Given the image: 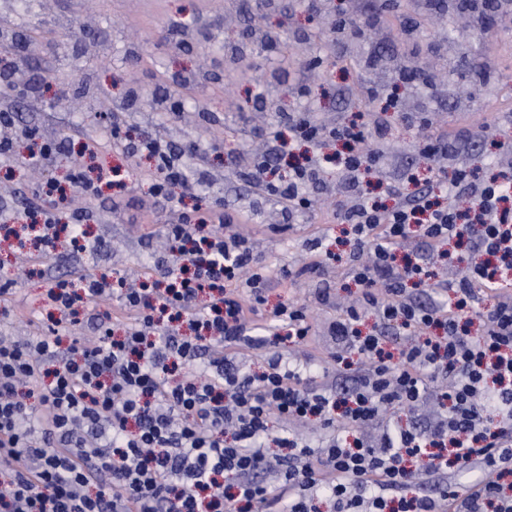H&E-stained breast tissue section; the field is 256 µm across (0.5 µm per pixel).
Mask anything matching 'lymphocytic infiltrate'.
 Wrapping results in <instances>:
<instances>
[{
	"label": "lymphocytic infiltrate",
	"mask_w": 512,
	"mask_h": 512,
	"mask_svg": "<svg viewBox=\"0 0 512 512\" xmlns=\"http://www.w3.org/2000/svg\"><path fill=\"white\" fill-rule=\"evenodd\" d=\"M278 123L266 155L243 176L294 215L334 166L329 207L345 227L361 296L328 333L337 369L354 372V383L334 393L286 367L282 347L311 334L307 306L280 303L257 323L268 276L250 241L211 211H177L153 277L136 284L73 274L48 283L47 305L60 321L94 322L93 342L66 345L53 329L0 340V512H253L258 503L281 512H512V210L504 205L512 166L493 178L457 169L448 191L423 190L411 202L386 183L389 206L370 200L363 181L380 165L382 121L322 124L295 110L279 113ZM111 135L124 153L154 159L153 196L195 199L198 182L183 175L167 140L130 144L117 122ZM20 142L30 160L54 162L55 147L37 129L16 128L0 113V156L11 157ZM296 142L314 144L317 154L275 180L271 160ZM116 175L76 167L67 184H46L47 206L31 212L43 222L44 250L54 246L63 211L73 242L84 241L92 214L71 203L97 198ZM412 237L420 249L400 257ZM453 239L468 240L479 260L449 284L454 301L417 302L408 282L430 279ZM478 291L495 302L472 319ZM114 298L134 318L120 336L100 310ZM371 310L380 326L365 334L360 324ZM387 325L408 339L398 352L388 348ZM258 345L269 351L265 366L242 372L237 356ZM429 400L437 414L427 428L385 417ZM310 421L330 431L316 449L293 432ZM462 470L478 473L467 496L448 484L432 496L409 493L422 475Z\"/></svg>",
	"instance_id": "lymphocytic-infiltrate-1"
}]
</instances>
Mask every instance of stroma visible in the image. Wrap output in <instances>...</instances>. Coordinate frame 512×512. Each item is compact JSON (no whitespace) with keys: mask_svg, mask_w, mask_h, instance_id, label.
<instances>
[{"mask_svg":"<svg viewBox=\"0 0 512 512\" xmlns=\"http://www.w3.org/2000/svg\"><path fill=\"white\" fill-rule=\"evenodd\" d=\"M254 0H0V20L14 26L19 37L40 46L30 60V75L53 70L59 83L72 87L70 99L61 101L55 89L9 90L0 94V109L11 112L17 126H42L48 139L64 150L47 167L25 165L22 157L0 160V214L24 211L41 193L47 180L65 181L73 159L84 168L121 167L130 176L126 189L102 192L89 208V240H103L104 249L80 251L68 239H59L52 255L34 273H20L18 245L0 239V270L13 281V295L0 311V336H34L47 320L43 292L48 282L71 272L99 274L122 271L149 275L165 238L168 221L177 205L153 197L146 180L155 162L146 156L128 160L113 148L107 128L112 112L123 109L122 123L132 138L160 136L182 149L200 146L197 154L180 160L187 175L201 176L198 193L204 203L219 202L225 221L241 225L255 244L260 260L270 270L265 290L267 307L295 299L310 306L313 334L299 352L309 361L318 383L340 391L352 384L350 373L337 372L329 359L330 321L339 307L356 301L361 293L338 255L342 227L333 223L323 201L336 180L327 171L326 187L313 190V203L296 214L290 227L271 232L281 223L276 204L237 178L236 173L262 151L265 132L274 115L242 112L245 100L255 99L270 83L292 81L279 71V59L263 54L257 72L231 68L224 63V46L230 22H251ZM205 19L213 52L209 63L222 78L182 93L186 111L167 114L147 109L148 101L163 96L164 75L190 71L201 58L197 50L172 47L164 37L170 20ZM322 13L295 9L282 36L290 60L314 64L316 74L304 96L292 95L291 108L306 110L323 122L349 115L352 89L365 76L378 94L367 108L365 121L385 117L384 141L387 180L395 181L402 197H413L417 187H441L457 166L480 157L484 173H492L512 160V33L483 35L469 18L443 9L421 16L416 0H400L394 17L381 21L370 40L339 44L306 43L308 33L325 31ZM139 42L144 51L130 59L127 48ZM138 83L141 94L128 100L126 91ZM420 113L431 131L461 134L455 156L426 162L418 145L419 129L403 119ZM220 137L224 147L210 145ZM97 144L94 155H82L84 143ZM322 235L319 250L327 275L301 273L309 257V243ZM298 269L287 283L278 280L281 268ZM335 287V301L321 304L318 291L324 283Z\"/></svg>","mask_w":512,"mask_h":512,"instance_id":"stroma-1","label":"stroma"}]
</instances>
